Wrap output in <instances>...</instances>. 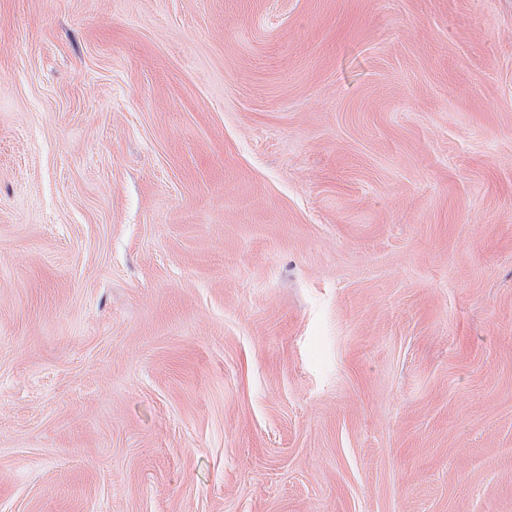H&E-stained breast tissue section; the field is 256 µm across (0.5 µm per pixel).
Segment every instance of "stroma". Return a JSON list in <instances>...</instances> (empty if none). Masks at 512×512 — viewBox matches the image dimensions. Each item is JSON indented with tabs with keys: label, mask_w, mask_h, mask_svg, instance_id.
Wrapping results in <instances>:
<instances>
[{
	"label": "stroma",
	"mask_w": 512,
	"mask_h": 512,
	"mask_svg": "<svg viewBox=\"0 0 512 512\" xmlns=\"http://www.w3.org/2000/svg\"><path fill=\"white\" fill-rule=\"evenodd\" d=\"M0 512H512V0H0Z\"/></svg>",
	"instance_id": "35a3bbf8"
}]
</instances>
